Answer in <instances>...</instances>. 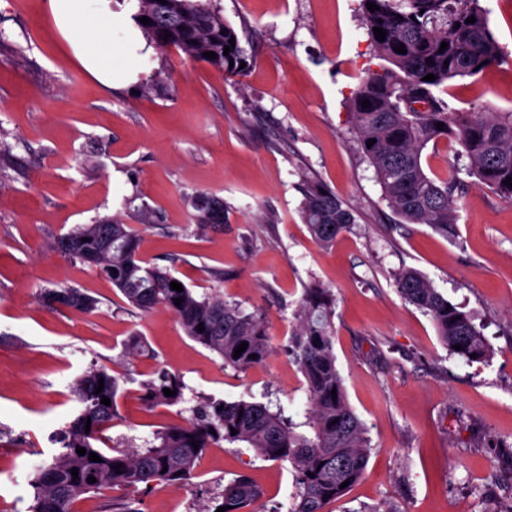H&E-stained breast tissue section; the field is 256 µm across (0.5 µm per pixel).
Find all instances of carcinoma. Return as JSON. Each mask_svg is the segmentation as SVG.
Masks as SVG:
<instances>
[{
  "mask_svg": "<svg viewBox=\"0 0 512 512\" xmlns=\"http://www.w3.org/2000/svg\"><path fill=\"white\" fill-rule=\"evenodd\" d=\"M379 9L372 12L367 3ZM364 26L380 59L387 65L373 72L356 91L351 110L360 148L375 170L384 197L392 210L410 224H427L448 235L458 223L453 193L456 177L433 179L426 172L423 150L431 142L453 140L468 159V173L499 196L512 200V112H450L436 95L439 87L459 78L474 76L498 61V46L480 0H361ZM151 23H141L142 17ZM474 17L473 23L466 19ZM136 22L160 49L175 47L189 59L205 62L226 73H240L245 61L240 45L224 54L235 30L224 20L213 0H136ZM386 30L380 42L373 28ZM168 40H163V37ZM448 43L440 50L441 43ZM404 45L407 53L394 51ZM216 53V58L203 56ZM428 74L432 82L423 80ZM370 107H362L363 101ZM443 124L438 129L436 124ZM375 140L367 146L369 140ZM302 218L311 236L323 246L355 223L351 210L324 186L302 184ZM202 226L224 223L223 203L206 194L192 197ZM69 259L94 267L112 282L128 304L143 312L163 308L184 333L216 353L224 365L247 370L264 363L271 344L264 314L245 312L220 295L204 297L187 285L177 292L170 283L180 282L168 270L149 265L140 256V234L120 217L102 224H78L49 242ZM400 296L431 316L441 342L452 353L481 362L490 355L480 330L469 314L450 304L418 271L403 268L395 274ZM182 299L175 305V299ZM40 301L50 307L91 313L99 301L78 288L41 290ZM335 299L319 284L305 289L299 322L288 341V354L305 378L309 409L304 425L311 433L262 403L250 401H202L191 416L163 426L144 442V447L114 448L107 432L119 417V377L105 367L91 368L71 385L77 407L56 442L61 450L36 469L30 485L34 490L31 512H77L75 504L88 494L122 490L125 499L116 512H140L139 495L159 484L183 485L197 476L199 458L222 443H243L267 460L287 462L295 474L296 491L288 512H327L359 482L368 461L366 429L349 405L343 379L336 367L332 314ZM203 325L204 331L198 330ZM248 343L241 356L235 349ZM461 345L456 350L455 345ZM257 358H251V355ZM102 392H97L99 381ZM175 392L166 396L163 389ZM186 385L176 372L163 370L158 380L143 384V399L151 408L177 405L184 400ZM336 395H331V391ZM108 397L111 405L101 403ZM90 431H85V424ZM236 434H231V430ZM86 449L80 455L76 448ZM101 458L89 460V453ZM78 470L73 476L71 470ZM314 477H309V474ZM96 482L91 483L88 477ZM345 488H340L343 482ZM264 491L249 475L240 473L215 497L225 512H252Z\"/></svg>",
  "mask_w": 512,
  "mask_h": 512,
  "instance_id": "obj_1",
  "label": "carcinoma"
}]
</instances>
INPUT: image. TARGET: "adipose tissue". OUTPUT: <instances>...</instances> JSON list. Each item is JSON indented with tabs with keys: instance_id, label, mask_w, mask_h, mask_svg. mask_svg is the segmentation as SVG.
I'll return each mask as SVG.
<instances>
[{
	"instance_id": "ef3b65f1",
	"label": "adipose tissue",
	"mask_w": 512,
	"mask_h": 512,
	"mask_svg": "<svg viewBox=\"0 0 512 512\" xmlns=\"http://www.w3.org/2000/svg\"><path fill=\"white\" fill-rule=\"evenodd\" d=\"M61 35L74 55L101 84L136 82L153 49L128 16L112 11V0H49Z\"/></svg>"
}]
</instances>
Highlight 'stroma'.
Wrapping results in <instances>:
<instances>
[{
    "mask_svg": "<svg viewBox=\"0 0 512 512\" xmlns=\"http://www.w3.org/2000/svg\"><path fill=\"white\" fill-rule=\"evenodd\" d=\"M499 62L439 90L453 112H512V0H480ZM248 68L219 72L180 50H155L150 94L100 84L58 34L48 0H0V512H30L36 466L75 408L70 385L92 366L120 378L113 445L143 444L205 399L283 409L300 423L306 382L285 351L303 291L336 298V366L367 429L365 475L329 512H512V201L466 172L460 147L428 145L430 176L458 170L459 221L443 236L388 206L349 108L382 61L360 0H218ZM326 186L355 222L335 244L302 221L304 179ZM223 200L224 222L200 230L191 196ZM148 208L141 255L199 293L261 310L272 354L225 366L172 314L131 307L95 270L47 247L74 225ZM419 271L483 333L489 362L448 351L393 274ZM69 285L99 300L90 314L38 294ZM143 350L129 356L130 336ZM186 384L178 405L149 409L143 382L160 370ZM265 490L258 512H287L288 463L240 444L207 451L197 478L156 486L142 512H201L239 473Z\"/></svg>",
    "mask_w": 512,
    "mask_h": 512,
    "instance_id": "35a3bbf8",
    "label": "stroma"
}]
</instances>
